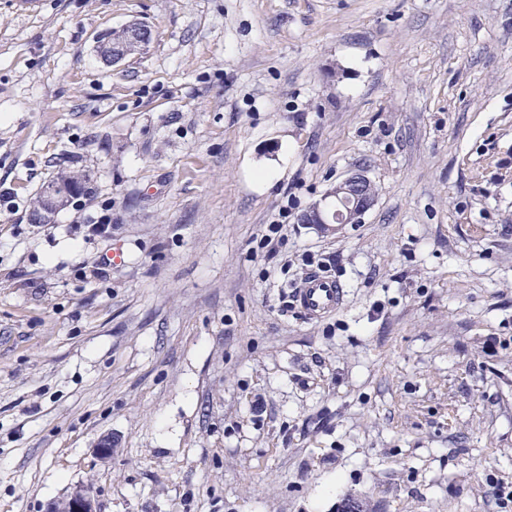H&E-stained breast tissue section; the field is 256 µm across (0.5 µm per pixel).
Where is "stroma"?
Listing matches in <instances>:
<instances>
[{
    "label": "stroma",
    "instance_id": "stroma-1",
    "mask_svg": "<svg viewBox=\"0 0 512 512\" xmlns=\"http://www.w3.org/2000/svg\"><path fill=\"white\" fill-rule=\"evenodd\" d=\"M40 2L0 0V512H512V0ZM356 169L362 223H300ZM125 39V32L122 29L112 32V42L120 43ZM111 41L107 40L101 43L99 49L104 59L112 64H118L124 60L130 52L123 46L113 45ZM54 179L60 182L49 180L44 183L35 201V209L44 223L50 221L59 207L69 203L71 197L77 195L73 185L61 182L84 181L85 174L82 171H62L58 172ZM291 195H288V191L286 192V203L279 209L277 217H275L269 222V224L266 225L265 232L268 233L262 234L261 236V248L271 244L273 239H275V237L282 232L285 220L288 217V208H291L297 204L295 196ZM279 237H282V235L280 234ZM343 296V288L336 277L314 271L294 293V303L305 319L317 321L336 312L343 303ZM58 501L50 503L47 512H97L95 499L90 493L79 488L64 500L61 508ZM59 508V509H58Z\"/></svg>",
    "mask_w": 512,
    "mask_h": 512
}]
</instances>
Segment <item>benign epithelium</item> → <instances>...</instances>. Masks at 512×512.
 I'll return each instance as SVG.
<instances>
[{
	"label": "benign epithelium",
	"instance_id": "benign-epithelium-1",
	"mask_svg": "<svg viewBox=\"0 0 512 512\" xmlns=\"http://www.w3.org/2000/svg\"><path fill=\"white\" fill-rule=\"evenodd\" d=\"M100 53L112 64L120 63L129 55L125 47L114 45L109 40L101 43ZM74 195V186L49 180L41 187L35 209L43 222L47 223L55 211L69 203ZM375 200L373 182L366 171L355 170L348 173L322 199L313 203L301 215L300 223L316 224L323 229L332 225L339 229L346 224H359ZM47 512H97V506L90 493L79 488L64 500V504L57 501L50 503Z\"/></svg>",
	"mask_w": 512,
	"mask_h": 512
}]
</instances>
